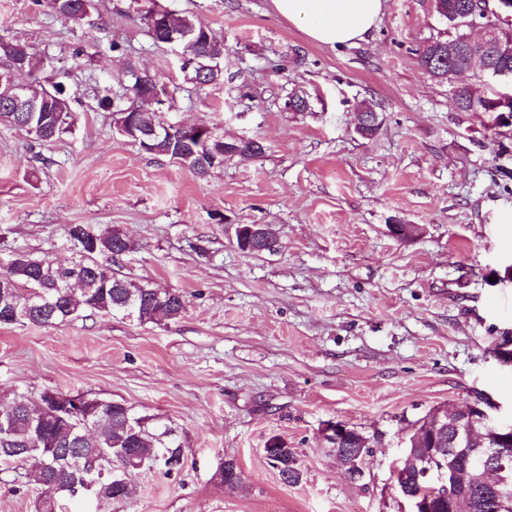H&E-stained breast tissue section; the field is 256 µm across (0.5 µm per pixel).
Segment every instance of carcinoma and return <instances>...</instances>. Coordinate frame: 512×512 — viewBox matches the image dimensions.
Here are the masks:
<instances>
[{"mask_svg": "<svg viewBox=\"0 0 512 512\" xmlns=\"http://www.w3.org/2000/svg\"><path fill=\"white\" fill-rule=\"evenodd\" d=\"M80 0H50L51 8L59 17L78 23L84 17L77 15ZM465 4L470 10L498 4L489 0H442V6L448 15L444 22L452 34L464 30L458 6ZM183 30L194 33L197 43L192 52L207 56V63L224 68V46L214 42L210 29L193 15L179 14L152 0L150 6L141 15L150 37L162 41L160 18ZM453 38L438 37L432 44H424L416 50L417 62L422 71L431 79L450 86L453 99L458 103L460 112H487L499 95L479 94L468 83L459 79V74L470 69L471 65L489 64L495 69L512 71V57L488 54V61H471L462 56L453 58L435 55L434 45H446ZM43 63L35 48L21 43L0 39V69H14V81L27 82ZM38 96L39 108L35 112L18 111L11 100L9 87L0 85V124L25 131L39 142L51 143L69 132L73 124L72 111L58 112L56 105L61 100H70L63 89L53 82L34 90ZM126 105L118 108V118L128 127L140 133L158 129L166 132V137L153 143L156 150L149 154L176 159L182 167L190 170L199 178L224 166V159L238 157L242 160L253 159L264 153L257 142H239L242 150L237 152L228 142H219V136L213 135L204 140L183 133V129H174L165 123L159 111L143 107L145 91L137 84L124 89ZM360 111L367 112L372 120L366 126L359 127L364 137H371L379 130L382 120L379 112L371 104H365ZM267 235L261 242L239 248L250 253L273 251L277 246V237L271 225H265ZM68 235L80 249L78 260L67 265L71 274L84 278L76 293L77 301L68 298L71 288L65 274L53 265L48 255L37 256L30 252L16 251L6 267L0 271V279L10 277L14 280L12 303L17 310L15 315L4 314L0 307V325L52 326L60 324L81 313L91 315H117L134 318L141 323L161 324L178 318L186 307L184 296L178 291L161 290L145 281L133 284L115 276L112 266L104 264L98 257L105 256L116 261L127 252L126 238L116 231L97 230L86 224H73ZM30 401L24 395H13L6 406L15 409L10 428L5 435L0 434V448H16L18 452L11 457V463L0 460V471L12 467V464L27 465L41 469L38 487L40 493L35 499V512H63L64 503L81 498L77 488L92 480L90 470L104 462L98 449L109 453L112 466H122L128 456H134L139 470L163 461L164 466L172 470L181 465L183 453L181 444L173 437V430H158L147 416H138L132 408L120 401L105 400L101 406L81 411V415L70 420L73 429L72 443L62 444L58 439L59 418L49 410L40 419H32L24 411V405ZM265 457L275 468L281 480L287 484H297L302 478L297 455L283 442L272 437L267 441ZM126 477L122 471L106 476L99 484L105 491L106 500H119L127 497ZM469 512H497V505L491 488L484 482H478L469 489Z\"/></svg>", "mask_w": 512, "mask_h": 512, "instance_id": "carcinoma-1", "label": "carcinoma"}]
</instances>
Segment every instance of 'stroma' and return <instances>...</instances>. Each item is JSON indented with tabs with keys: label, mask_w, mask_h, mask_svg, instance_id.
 Returning a JSON list of instances; mask_svg holds the SVG:
<instances>
[{
	"label": "stroma",
	"mask_w": 512,
	"mask_h": 512,
	"mask_svg": "<svg viewBox=\"0 0 512 512\" xmlns=\"http://www.w3.org/2000/svg\"><path fill=\"white\" fill-rule=\"evenodd\" d=\"M95 2L76 24L49 0H0V38L42 54L76 116L50 144L0 125V263L17 250L68 263L71 225L109 228L131 244L113 272L187 307L159 325H0V395L80 392L174 429L181 467L129 474L132 494L93 512H408L392 471L411 423L475 389L512 424V368L495 353L512 336V126L492 134L488 114L455 111L420 69L416 49L442 29L432 0H384L364 39L333 48L269 0H161L224 45L223 81L201 89L148 36L149 0ZM92 42L97 53L75 56ZM129 62L165 84V121L253 138L264 154L202 179L113 133L97 92L118 90ZM292 93L309 111L285 109ZM364 103L382 117L370 138L356 131ZM241 224L272 225L276 249L241 250ZM393 224L421 232L401 239ZM329 421L373 437L362 480L336 468ZM273 437L296 452L299 483L269 465ZM229 458L233 488L218 475ZM25 473L0 476V512H34Z\"/></svg>",
	"instance_id": "1"
}]
</instances>
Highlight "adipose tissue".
<instances>
[{"label": "adipose tissue", "instance_id": "obj_1", "mask_svg": "<svg viewBox=\"0 0 512 512\" xmlns=\"http://www.w3.org/2000/svg\"><path fill=\"white\" fill-rule=\"evenodd\" d=\"M273 10L302 26L313 41L336 46L363 38L374 26L384 0H270Z\"/></svg>", "mask_w": 512, "mask_h": 512}]
</instances>
